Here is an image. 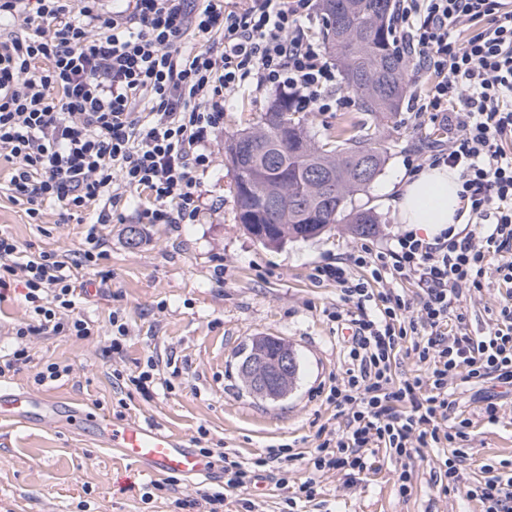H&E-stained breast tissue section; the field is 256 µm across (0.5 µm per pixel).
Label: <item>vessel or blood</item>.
<instances>
[{
  "instance_id": "b4317fda",
  "label": "vessel or blood",
  "mask_w": 512,
  "mask_h": 512,
  "mask_svg": "<svg viewBox=\"0 0 512 512\" xmlns=\"http://www.w3.org/2000/svg\"><path fill=\"white\" fill-rule=\"evenodd\" d=\"M61 407V402L53 397L0 386V422L54 423L59 419ZM86 431L99 444L118 451L151 474L200 480L215 476L212 459L191 448L186 439L166 432L157 424L138 420L114 422L94 417L88 420Z\"/></svg>"
}]
</instances>
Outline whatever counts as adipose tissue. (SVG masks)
Segmentation results:
<instances>
[{
	"label": "adipose tissue",
	"mask_w": 512,
	"mask_h": 512,
	"mask_svg": "<svg viewBox=\"0 0 512 512\" xmlns=\"http://www.w3.org/2000/svg\"><path fill=\"white\" fill-rule=\"evenodd\" d=\"M460 191L458 172L443 165L406 177L397 199L400 223L414 225L429 237L462 223Z\"/></svg>",
	"instance_id": "ef3b65f1"
}]
</instances>
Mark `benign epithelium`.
<instances>
[{"label": "benign epithelium", "instance_id": "7a95c632", "mask_svg": "<svg viewBox=\"0 0 512 512\" xmlns=\"http://www.w3.org/2000/svg\"><path fill=\"white\" fill-rule=\"evenodd\" d=\"M294 364V353L286 346L274 356L260 349L241 366L240 372L254 396L277 401L282 398Z\"/></svg>", "mask_w": 512, "mask_h": 512}]
</instances>
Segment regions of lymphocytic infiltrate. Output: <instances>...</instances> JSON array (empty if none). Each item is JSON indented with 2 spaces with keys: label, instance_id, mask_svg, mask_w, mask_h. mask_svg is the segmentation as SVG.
Returning <instances> with one entry per match:
<instances>
[{
  "label": "lymphocytic infiltrate",
  "instance_id": "1",
  "mask_svg": "<svg viewBox=\"0 0 512 512\" xmlns=\"http://www.w3.org/2000/svg\"><path fill=\"white\" fill-rule=\"evenodd\" d=\"M0 0V150L13 164L10 185L25 212L45 206L96 208L79 262L104 255L97 233L111 223L121 190L146 194L143 224H192L202 211L198 191L224 126V95L245 85L286 92L295 108L341 107L336 68L306 23L310 0ZM399 38L430 74L410 106L448 135L447 145L407 157L410 170L446 165L459 172L470 204V228L425 239L399 233L390 246L367 243L317 266L315 282L335 283L332 314L350 330L348 367L328 403L346 410L312 458V477L284 498V512L317 495L315 473H367L374 450L407 460L440 449L435 480L457 482L468 458L462 444L473 420L452 397L454 380L484 386L482 415L495 423L500 394L512 392V293L490 330L472 335L463 303L483 288L491 259L512 283V0H398ZM471 36L460 40L459 30ZM368 270V278L358 270ZM416 288L407 298L403 287ZM21 290L28 318L15 327L16 347L0 356V377L30 360L31 337L88 338L77 314L78 287L65 261L24 251L0 230V299ZM422 373L395 379L400 351ZM224 484L205 494L198 512H221L229 493L260 475L288 484L296 455L282 445L253 461L216 449ZM469 495L483 512H512V473H495Z\"/></svg>",
  "mask_w": 512,
  "mask_h": 512
}]
</instances>
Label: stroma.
<instances>
[{
	"label": "stroma",
	"instance_id": "1",
	"mask_svg": "<svg viewBox=\"0 0 512 512\" xmlns=\"http://www.w3.org/2000/svg\"><path fill=\"white\" fill-rule=\"evenodd\" d=\"M275 91L247 88L228 96L224 127L213 148L212 167L204 177V209L198 223L171 227L139 224V202L125 195L118 205L125 224H102L98 233L106 254L98 265L75 269L79 283L94 286L78 311L91 321L93 336L79 340L41 335L32 342V358L0 383L58 398L68 413L110 420H148L189 443L226 447L251 459L288 444L302 457L290 465L289 487L315 477V501L298 503L299 512H481L471 487L489 480L487 460L512 462V394L501 400L496 423L479 420L480 398L470 386L455 390L459 406L474 417L470 463L457 484L441 489L431 475L439 451L423 448L407 462L385 450L374 455L375 474L355 483L337 472L312 474L307 463L323 441L322 427L341 425L345 415L325 400L324 391L347 368L343 343L329 314L339 301L335 285L312 281L313 268L346 257L362 242L338 224L320 237L265 248L235 218L234 172L224 143L237 130L256 124ZM408 105L392 118H374L354 104L333 112L310 114L317 140L338 129L368 128L387 149L377 179L356 203L377 217L370 242L384 247L402 232L392 204L394 185L407 171L406 157L441 144L429 121L411 124ZM10 165L0 159V229L13 235L27 252L71 258L85 241L92 212H75L51 204L39 223H31L24 205L14 202L8 183ZM140 225L143 240L129 247L126 225ZM507 286L496 269H488L484 286L467 302L471 333L487 331ZM120 312L130 326L121 353L105 358L112 344L109 318ZM283 338L296 351L300 373L288 397L277 402L255 398L243 386L238 351L254 336ZM168 361L170 388L145 396L131 392L118 398L112 372L131 371L149 355ZM72 368L64 381L37 385L44 363ZM412 474L410 495L399 496L393 474L400 466ZM152 474L98 446L79 423L52 428L0 423V512H181L179 501H193L210 490L209 482L176 478L171 490L142 495ZM228 512H279V492L269 475L226 502Z\"/></svg>",
	"mask_w": 512,
	"mask_h": 512
}]
</instances>
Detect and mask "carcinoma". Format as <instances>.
Returning <instances> with one entry per match:
<instances>
[{"instance_id":"1","label":"carcinoma","mask_w":512,"mask_h":512,"mask_svg":"<svg viewBox=\"0 0 512 512\" xmlns=\"http://www.w3.org/2000/svg\"><path fill=\"white\" fill-rule=\"evenodd\" d=\"M319 8L324 44L340 58L344 87L358 111L382 117L398 111L409 61L394 45L391 0H320ZM251 134L244 146L234 136L225 144L235 173L236 218L249 234L277 247L318 237L334 224H346L359 236L375 233L377 217L352 205L386 162L375 134L343 128L321 143L282 93ZM322 174L334 179V195L322 192Z\"/></svg>"}]
</instances>
